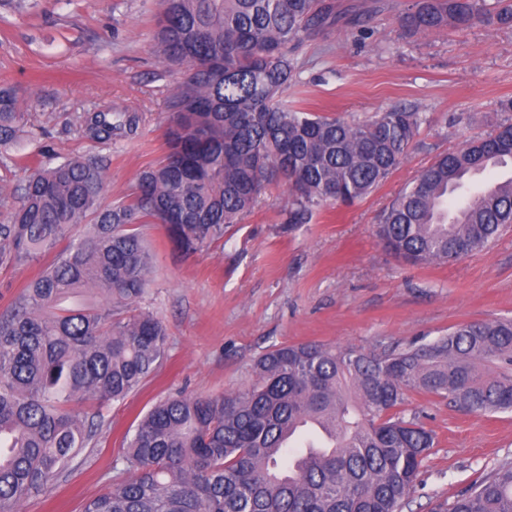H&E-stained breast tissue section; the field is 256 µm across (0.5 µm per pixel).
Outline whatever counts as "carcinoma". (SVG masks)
Segmentation results:
<instances>
[{
	"instance_id": "carcinoma-1",
	"label": "carcinoma",
	"mask_w": 512,
	"mask_h": 512,
	"mask_svg": "<svg viewBox=\"0 0 512 512\" xmlns=\"http://www.w3.org/2000/svg\"><path fill=\"white\" fill-rule=\"evenodd\" d=\"M161 61L183 71L168 101L167 150L127 199L105 203L107 166L70 157L27 169L0 204V269L50 258L0 311V512L45 493L96 435L91 407L124 400L162 364L164 322L138 309L153 266L142 227H165L194 254L252 211L280 180L293 219L352 206L407 157L426 113L394 106L366 120L305 112L283 93L292 53L342 18L334 0H159ZM408 32L512 23V0H413ZM107 143L141 116H79ZM0 91V145L25 132ZM512 121L437 158L385 211L377 234L424 265L486 249L512 226ZM93 298L81 306L68 301ZM244 390L178 395L138 421L118 461L130 478L83 512H401L432 431L405 417L417 392L483 414L512 412V319L472 321L425 342L365 350L274 346ZM448 512H512V462L463 491Z\"/></svg>"
}]
</instances>
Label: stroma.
<instances>
[{
  "label": "stroma",
  "instance_id": "stroma-1",
  "mask_svg": "<svg viewBox=\"0 0 512 512\" xmlns=\"http://www.w3.org/2000/svg\"><path fill=\"white\" fill-rule=\"evenodd\" d=\"M370 20L304 42L292 55L290 104L364 120L413 106L429 120L404 163L345 207L289 221L287 190L269 185L251 213L203 251L173 248L145 226L154 269L141 307L168 330L167 356L103 425L77 460L21 512H81L127 479L118 458L129 430L180 392L220 397L254 380L255 360L281 344L370 348L430 340L462 322L512 318V227L484 251L431 265L395 258L376 235L384 212L439 155L488 135L512 100V24L410 34L397 20L410 0H337ZM158 0H0V88L12 89L29 134L0 148V199L24 163L79 156L108 165L105 198L128 195L165 151L167 102L181 80L154 41ZM137 112V136L102 144L75 118L94 108ZM436 435L402 512H438L500 463L512 461V413L486 415L412 393L406 405Z\"/></svg>",
  "mask_w": 512,
  "mask_h": 512
}]
</instances>
